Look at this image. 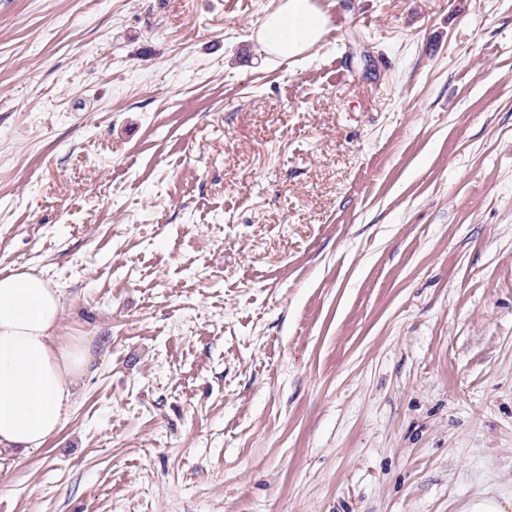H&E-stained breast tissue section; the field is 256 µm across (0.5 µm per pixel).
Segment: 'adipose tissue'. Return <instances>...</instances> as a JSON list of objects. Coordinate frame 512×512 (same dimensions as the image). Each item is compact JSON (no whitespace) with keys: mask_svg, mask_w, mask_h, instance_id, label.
I'll use <instances>...</instances> for the list:
<instances>
[{"mask_svg":"<svg viewBox=\"0 0 512 512\" xmlns=\"http://www.w3.org/2000/svg\"><path fill=\"white\" fill-rule=\"evenodd\" d=\"M327 25L317 0H280L258 40L266 53L293 59L319 44ZM61 308V291L33 270L0 271V471L59 432L88 370L86 344L58 341Z\"/></svg>","mask_w":512,"mask_h":512,"instance_id":"adipose-tissue-1","label":"adipose tissue"}]
</instances>
